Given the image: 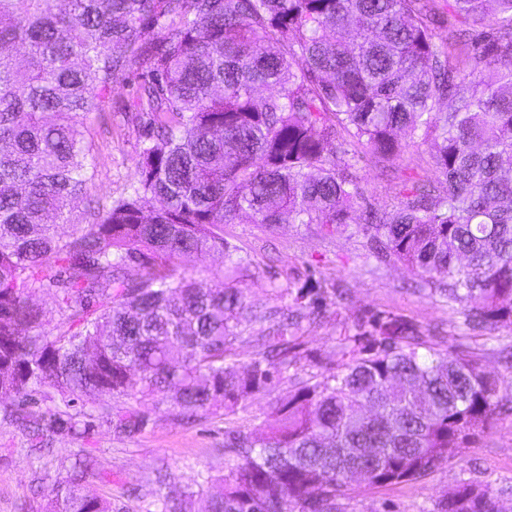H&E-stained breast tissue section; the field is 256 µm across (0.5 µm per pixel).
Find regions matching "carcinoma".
Instances as JSON below:
<instances>
[{
    "instance_id": "obj_1",
    "label": "carcinoma",
    "mask_w": 512,
    "mask_h": 512,
    "mask_svg": "<svg viewBox=\"0 0 512 512\" xmlns=\"http://www.w3.org/2000/svg\"><path fill=\"white\" fill-rule=\"evenodd\" d=\"M0 0V402L34 434L89 433L91 416L43 410L100 397L103 418L144 425L120 400L168 403L188 422L246 409L299 359L302 310L248 361L235 332L272 313L248 305L240 267L201 288L190 269L229 251L224 225L354 223L382 256L439 285L463 324L512 326V0ZM448 29L437 42L436 29ZM146 65L134 107L149 116L132 191L70 223L95 161L84 118ZM496 80H484V72ZM268 90L270 94L261 95ZM407 132L435 182L403 183L392 213L362 202L351 161L396 164ZM137 264L132 279L125 270ZM58 309L53 328L29 299ZM372 343L270 404L263 432L224 433V474L200 473L162 512H340L350 480L416 482L483 436L512 392L461 343L444 350L411 323L372 320ZM81 454L46 512H111L84 492ZM432 512H500L464 484Z\"/></svg>"
}]
</instances>
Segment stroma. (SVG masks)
Instances as JSON below:
<instances>
[{
	"label": "stroma",
	"mask_w": 512,
	"mask_h": 512,
	"mask_svg": "<svg viewBox=\"0 0 512 512\" xmlns=\"http://www.w3.org/2000/svg\"><path fill=\"white\" fill-rule=\"evenodd\" d=\"M142 67H132L112 88V104L105 115L89 114L84 134L92 145L97 173L89 198L77 199L70 220L85 223L89 200L117 199L136 180V161L145 122L134 119L125 106L132 102L142 80ZM365 197L378 210H392L399 200L401 172L371 157L356 159L352 169ZM231 254L218 253L198 262L193 276L210 287L214 275L240 264L249 305L270 309L290 303V294L308 286L339 290L344 299L327 306L314 320H304L301 358L285 374L273 393L255 395L244 411L208 415L190 424H176L165 405L130 399L145 412L138 431L124 433L97 423L85 438L65 430L44 436V451L35 452L19 428L0 416V512H45L47 490L66 476L74 455L84 451L95 462L85 492L106 499L112 512H155L154 490L180 495L198 473L224 472V430L248 431L262 423L273 397L287 395L298 380L340 361L339 339L354 334L371 315H395L424 335L455 342L462 316L435 293L431 282L403 263L376 257L374 245L361 225L326 234L313 224H280L268 228L248 218L225 225ZM166 475V487L155 478ZM491 484L502 512H512V414L502 415L492 429L449 466L407 485L379 487L362 481L350 484L340 501L341 512H427L443 492L461 483Z\"/></svg>",
	"instance_id": "1"
}]
</instances>
